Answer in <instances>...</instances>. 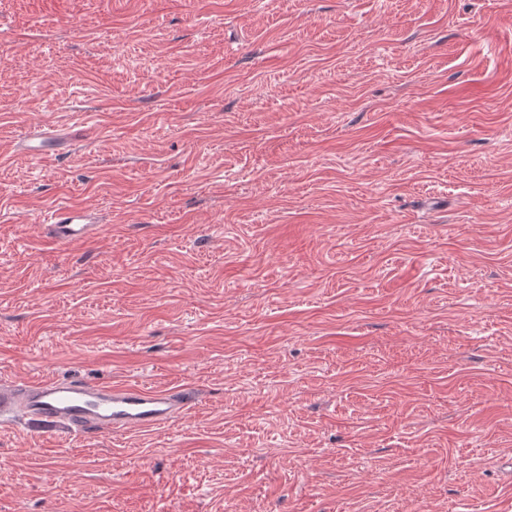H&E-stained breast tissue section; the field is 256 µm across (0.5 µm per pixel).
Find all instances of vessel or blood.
Wrapping results in <instances>:
<instances>
[{
  "label": "vessel or blood",
  "instance_id": "vessel-or-blood-1",
  "mask_svg": "<svg viewBox=\"0 0 512 512\" xmlns=\"http://www.w3.org/2000/svg\"><path fill=\"white\" fill-rule=\"evenodd\" d=\"M85 131L74 126L61 132L31 124L18 139L21 150L37 161H47L79 147ZM52 241L67 246L99 236L103 227L93 212L71 205L44 217ZM190 406L185 388L148 391L124 383H89L78 379H44L17 384L0 380V423L28 420L42 425L62 424L84 436L126 434L160 427Z\"/></svg>",
  "mask_w": 512,
  "mask_h": 512
}]
</instances>
